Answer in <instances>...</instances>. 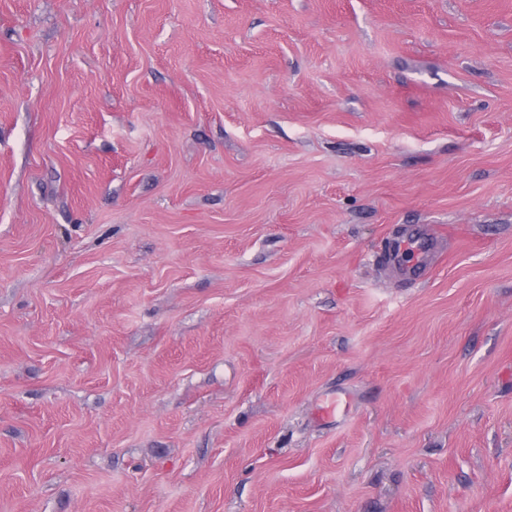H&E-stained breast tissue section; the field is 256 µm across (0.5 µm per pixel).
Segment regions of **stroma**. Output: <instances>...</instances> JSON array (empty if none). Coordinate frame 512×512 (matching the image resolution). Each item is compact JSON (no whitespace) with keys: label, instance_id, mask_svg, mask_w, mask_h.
Wrapping results in <instances>:
<instances>
[{"label":"stroma","instance_id":"1","mask_svg":"<svg viewBox=\"0 0 512 512\" xmlns=\"http://www.w3.org/2000/svg\"><path fill=\"white\" fill-rule=\"evenodd\" d=\"M0 512H512V0H0Z\"/></svg>","mask_w":512,"mask_h":512}]
</instances>
